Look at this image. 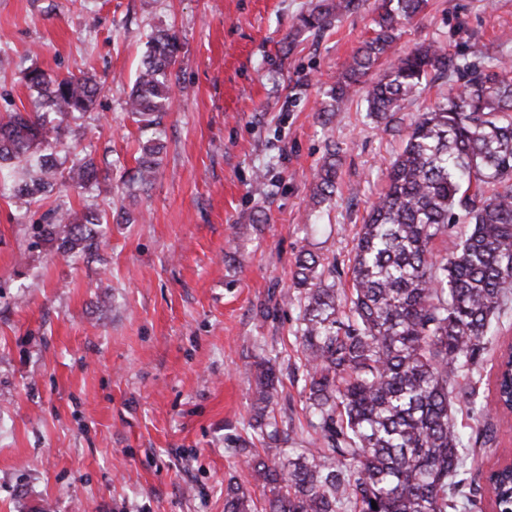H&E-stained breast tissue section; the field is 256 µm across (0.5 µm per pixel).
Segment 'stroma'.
<instances>
[{
	"label": "stroma",
	"mask_w": 512,
	"mask_h": 512,
	"mask_svg": "<svg viewBox=\"0 0 512 512\" xmlns=\"http://www.w3.org/2000/svg\"><path fill=\"white\" fill-rule=\"evenodd\" d=\"M310 0H0V113L31 107L28 68L87 71L104 89L72 120L59 162L88 155L106 214L93 253L36 239L50 207L0 197V512H224L249 439L252 364L296 362L300 251L347 269L354 234L400 151L362 98L319 110L372 34L373 4L295 34ZM176 32L177 104L151 185L128 180L141 134L126 100L152 30ZM512 33V0H427L395 53L476 50ZM295 41H288V34ZM341 163L309 196L330 146ZM265 170L264 185L255 174ZM476 448L485 474L512 458V418ZM339 152L336 147L328 153V157L322 164L317 181L314 184L310 201L313 206L322 205L336 191L337 168L339 165Z\"/></svg>",
	"instance_id": "35a3bbf8"
}]
</instances>
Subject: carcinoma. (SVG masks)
<instances>
[{
	"label": "carcinoma",
	"instance_id": "cac0c4a2",
	"mask_svg": "<svg viewBox=\"0 0 512 512\" xmlns=\"http://www.w3.org/2000/svg\"><path fill=\"white\" fill-rule=\"evenodd\" d=\"M365 0H314L295 31L320 32L357 12ZM426 0H375L373 36L343 65L341 79L321 111L336 112L358 93L368 117L384 131L404 135L386 187L358 232L351 288L336 287V266L297 259L301 288L302 391L315 447L283 463L248 442L233 452L252 480L267 490L257 506L230 478L224 512H458L461 486L473 463L472 441L494 443L487 405L478 400L476 366L492 343L493 323L512 302V38L484 47L474 59L438 43L389 56L402 28L422 20ZM128 97L143 133L131 181L154 179L163 149L159 128L174 105L172 70L180 44L157 29ZM386 59L383 75L362 78ZM448 84L441 99L405 128L394 126L403 103L419 96L429 74ZM40 99L29 112L0 113V194L37 204L53 187H85L97 180L93 158L62 169L54 150L70 133L69 120L92 109L102 87L95 77L52 76L39 67L24 75ZM338 151L322 164L310 201L322 205L336 191ZM94 210L66 203L50 209L39 234L63 253L91 252ZM452 239L442 254L435 240ZM255 413L250 427L261 444L291 440L274 415L281 385L277 359L255 364ZM497 403L512 410V353H501ZM467 408L476 437L454 417ZM377 507H372L371 502Z\"/></svg>",
	"mask_w": 512,
	"mask_h": 512
}]
</instances>
